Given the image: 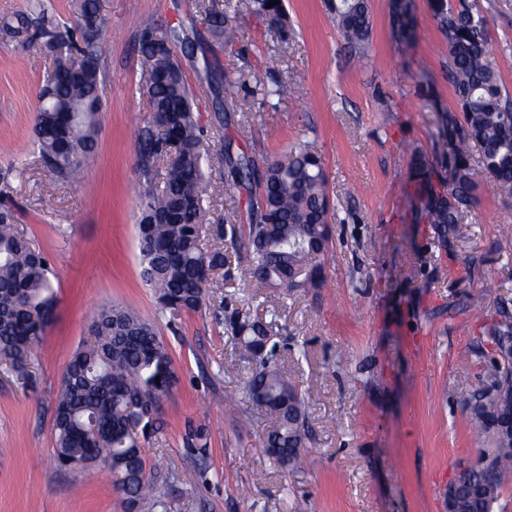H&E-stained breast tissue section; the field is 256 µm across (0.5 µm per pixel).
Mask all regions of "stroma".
Returning <instances> with one entry per match:
<instances>
[{
    "label": "stroma",
    "instance_id": "obj_1",
    "mask_svg": "<svg viewBox=\"0 0 512 512\" xmlns=\"http://www.w3.org/2000/svg\"><path fill=\"white\" fill-rule=\"evenodd\" d=\"M329 0H283L288 43L244 23V51L214 47L232 77L263 74L272 106L225 119L200 95L204 138L259 159L302 142L321 157L335 239L323 287L253 295L216 273L200 311L163 316L146 285L136 236L139 137L150 105L139 87L145 26L177 16L205 31L193 0H103L100 130L83 181L54 180L32 145L45 55L0 31V206L48 258L56 318L28 375L0 364V512H126L100 470L50 465L53 404L67 361L87 338L95 310L121 303L155 322L174 372L159 402L160 428L144 443L167 512H445L458 464L484 440L461 400L483 388L476 347L480 312L512 300V198L488 192L460 227L454 251L430 225L411 220L410 156L430 153L431 106L411 92L428 78L455 107L443 37L430 0H412V41L392 35L390 0H370L369 55L358 61ZM491 34L488 59L512 93V0H478ZM278 67L264 72L267 56ZM421 266L411 276L412 266ZM273 314L278 363L312 396L303 468L281 467L264 449L258 416L230 407L248 364L227 324L233 310Z\"/></svg>",
    "mask_w": 512,
    "mask_h": 512
}]
</instances>
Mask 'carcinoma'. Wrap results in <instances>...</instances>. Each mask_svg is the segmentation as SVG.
Instances as JSON below:
<instances>
[{
  "instance_id": "carcinoma-1",
  "label": "carcinoma",
  "mask_w": 512,
  "mask_h": 512,
  "mask_svg": "<svg viewBox=\"0 0 512 512\" xmlns=\"http://www.w3.org/2000/svg\"><path fill=\"white\" fill-rule=\"evenodd\" d=\"M271 0H237L232 14L212 0H195L212 37L233 46L242 37L238 20L253 18L287 43L283 5ZM78 18L91 17L94 27L79 32L58 24L41 0L3 23L49 57L53 66L44 77L41 105L34 130V147L49 172L64 181L81 177L95 147L99 128L98 90L104 81L98 41L109 17L101 0H72ZM333 19L353 48L365 54L371 33L368 0H331ZM431 9L448 55V79L457 109L443 106L426 79L415 86L416 96L431 103L436 134L433 155L412 150L408 196L416 222L431 225L434 239L453 248L460 224L475 204L478 175H490V188L512 198V98L498 72L488 63L490 36L473 0H432ZM392 30L399 40L414 37L417 19L412 0H391ZM184 45L190 58L195 44L184 37L182 19L163 28L141 31L139 51L150 78L140 90L149 100L150 125L141 131L139 167L142 193L137 224L143 277L163 314L176 318L198 311L211 274L254 288L301 291L324 284V258L332 245L328 183L320 158L303 143L283 159L259 161L245 151L232 153L226 144L224 187L205 173L209 147L194 90L174 51ZM204 82L215 104L246 114L257 102L275 94L259 77L244 81L217 77L204 63ZM228 189L245 195L248 223L229 219L218 236L230 239L237 264L224 248L206 249L202 232L209 199ZM47 259L14 224L10 210H0V358L22 368L41 344L53 320L56 297ZM275 319L244 312L232 322L249 376L234 404L269 413L265 448L276 461L288 458V468L303 465L301 448L307 439L306 401L292 378L279 368L276 345L268 338ZM93 341L78 349L66 364L54 402L51 459L61 466L82 468L89 461L108 464L114 484L125 491L132 507L155 497L147 471L142 439L157 429L145 399L166 394L173 382L172 362L156 326L121 305L101 307L89 324ZM481 349L477 356L487 389L465 402L469 421L484 437L493 472L457 469V512H505V489L512 486V438L490 432L489 423L512 401V306L498 303L481 313Z\"/></svg>"
}]
</instances>
